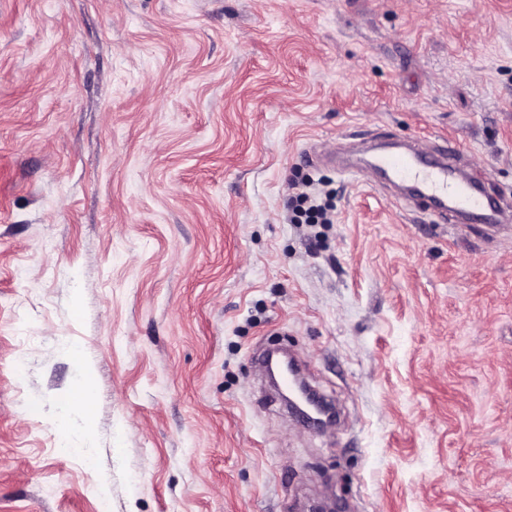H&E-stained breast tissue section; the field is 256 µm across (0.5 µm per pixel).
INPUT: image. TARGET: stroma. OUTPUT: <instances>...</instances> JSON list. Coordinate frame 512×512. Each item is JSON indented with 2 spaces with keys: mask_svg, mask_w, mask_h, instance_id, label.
Instances as JSON below:
<instances>
[{
  "mask_svg": "<svg viewBox=\"0 0 512 512\" xmlns=\"http://www.w3.org/2000/svg\"><path fill=\"white\" fill-rule=\"evenodd\" d=\"M374 136L512 209V0H0V512H512V236ZM454 152V146H448L441 158L431 159L428 147L416 140L399 149L375 151L365 168L383 172L395 183L419 182L444 220L448 219V213L471 215L485 222L489 231L511 233V225L504 224L511 218L507 219L501 207L485 200L468 183L456 178L447 162V153ZM310 182L307 180L294 181L291 184L295 224H330L334 222L333 209L327 202H322L319 197L310 190Z\"/></svg>",
  "mask_w": 512,
  "mask_h": 512,
  "instance_id": "35a3bbf8",
  "label": "stroma"
}]
</instances>
